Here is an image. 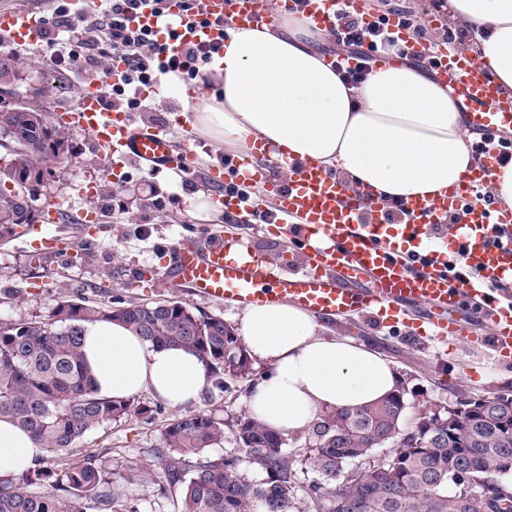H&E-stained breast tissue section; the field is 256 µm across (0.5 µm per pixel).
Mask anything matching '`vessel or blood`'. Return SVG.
<instances>
[{"label": "vessel or blood", "mask_w": 512, "mask_h": 512, "mask_svg": "<svg viewBox=\"0 0 512 512\" xmlns=\"http://www.w3.org/2000/svg\"><path fill=\"white\" fill-rule=\"evenodd\" d=\"M211 24L180 25L182 12L170 4L166 17L150 10L138 22L161 30L178 24L183 43H223L228 28L271 23L256 0H202ZM304 9L317 25L332 28L336 0H305ZM0 33L19 44H37L35 16L25 11H1ZM434 72L454 85L468 127L476 134L499 135L512 129V97L503 96L496 80L467 54L440 49ZM101 86L86 81L76 108L58 113L60 122L96 141L105 151V167L112 182H120L127 162L149 171H194L191 149L175 151L166 131L142 125L130 113L104 110ZM501 151L488 147L477 171L432 201L411 199L405 224H389L381 209L363 194L347 190L321 166L294 159L288 163L287 185L273 189L272 213L264 233L281 237L287 247L298 248L305 267L283 274L279 264L247 239L213 233L205 242L181 239L173 249L172 277L192 295L222 299L240 307L286 302L309 314H344L351 319L372 317L383 323L399 321L408 302L425 304L429 323L439 339L466 338L467 324L455 317L456 308L469 306L475 318L488 323L496 354L512 359V300L503 302L487 287L449 277L448 255L459 245L472 247L471 264L480 266L488 284L512 282V207L476 201L477 187L497 167ZM265 159L234 158L231 165L211 167L206 180L217 185L230 176L257 182L266 179ZM461 213L437 247H429L431 226L448 213Z\"/></svg>", "instance_id": "vessel-or-blood-1"}]
</instances>
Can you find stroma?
<instances>
[{"instance_id": "obj_1", "label": "stroma", "mask_w": 512, "mask_h": 512, "mask_svg": "<svg viewBox=\"0 0 512 512\" xmlns=\"http://www.w3.org/2000/svg\"><path fill=\"white\" fill-rule=\"evenodd\" d=\"M20 78L13 85H0V106L40 102L48 118L76 107L85 78L78 69L58 70L50 49L21 46L17 58ZM60 90L38 100L33 92L47 83ZM145 120L166 127L177 146L194 150L199 171L219 160L225 147L201 134L195 114L178 89L164 84L150 103ZM69 160L54 169L32 203L37 219L48 208H58L62 222L46 225L48 234L59 236L65 251L34 252L30 246L36 232L24 228L11 238L0 240V322L37 320L48 315L59 295L76 300L102 302L115 307L128 302H183L210 316L237 325L241 307L191 294L189 289L164 280L152 288L138 286L140 269L159 267L168 261L175 243L186 236L206 238L216 230L254 239L257 246L283 267L293 271L303 264L299 251H285L279 238L254 233L252 225L228 224L214 199V189L183 188L176 172L158 174L132 164L119 194H111L105 173L104 150L90 137L72 133ZM97 194L88 197L86 189ZM163 201L160 210L144 209L149 196ZM95 208L101 222L95 236H87L69 217L80 210ZM322 333L328 338H346L380 351L393 362L405 391L408 416L420 410L456 402L467 397L501 395L512 398V362L498 360L490 344L468 346L448 339L440 341L419 334L406 322L387 326L369 320L349 321L339 316H319ZM266 368L255 364L253 375L228 381L224 391L202 398L200 409L215 412L230 421L244 414V398L262 378ZM177 408L163 406L154 420L134 416L100 427L77 441L76 458L110 450L112 467L121 470L128 462L154 465L153 448L161 443V429L179 416ZM123 502L134 512H176L174 495L164 493L161 481L127 484Z\"/></svg>"}]
</instances>
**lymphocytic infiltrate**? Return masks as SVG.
Wrapping results in <instances>:
<instances>
[{"label":"lymphocytic infiltrate","instance_id":"lymphocytic-infiltrate-1","mask_svg":"<svg viewBox=\"0 0 512 512\" xmlns=\"http://www.w3.org/2000/svg\"><path fill=\"white\" fill-rule=\"evenodd\" d=\"M159 16L166 15L168 0H100L87 6L84 0H55L51 14L40 17L41 37L47 46L68 45L67 54L57 55L62 67L78 65L102 85L104 109L144 112L148 109L146 90L160 88L161 79L173 75L184 81L208 83L205 70L213 52L200 45L181 43L174 30L158 33L143 26H131L130 18L144 6ZM343 64L336 70L350 86H358L381 58H407V41L422 47L416 60L431 67L437 45L454 49L485 37L484 25L472 22L444 30L440 42H432L422 17L406 9H392L377 19L341 7L331 30ZM122 70H115V62Z\"/></svg>","mask_w":512,"mask_h":512}]
</instances>
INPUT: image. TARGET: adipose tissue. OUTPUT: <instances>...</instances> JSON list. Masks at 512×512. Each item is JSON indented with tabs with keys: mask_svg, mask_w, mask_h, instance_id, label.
<instances>
[{
	"mask_svg": "<svg viewBox=\"0 0 512 512\" xmlns=\"http://www.w3.org/2000/svg\"><path fill=\"white\" fill-rule=\"evenodd\" d=\"M452 20L488 25L469 55L512 91V0H448ZM329 32L281 12L276 26L229 29L207 65L219 94L201 96L200 132L251 152L335 168L345 187L374 198L433 199L476 162L463 117L447 86L407 64L380 67L351 90L327 64ZM249 356L269 371L245 400L248 413L284 433L306 431L326 409L355 408L395 393L392 362L349 339L327 338L316 318L289 303L245 307L237 328ZM82 354L98 396L129 399L147 391L173 407L200 402L204 361L181 346H154L122 323L85 324ZM45 453L0 419V478L21 476Z\"/></svg>",
	"mask_w": 512,
	"mask_h": 512,
	"instance_id": "ef3b65f1",
	"label": "adipose tissue"
}]
</instances>
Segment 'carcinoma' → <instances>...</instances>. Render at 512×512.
Returning <instances> with one entry per match:
<instances>
[{
    "label": "carcinoma",
    "instance_id": "carcinoma-1",
    "mask_svg": "<svg viewBox=\"0 0 512 512\" xmlns=\"http://www.w3.org/2000/svg\"><path fill=\"white\" fill-rule=\"evenodd\" d=\"M0 134L14 145L12 163L0 171V226L28 224L31 215L18 203L8 182L36 183L52 175L48 162L61 160L53 143L69 140V129L33 121L29 112L0 109ZM122 322L156 346L178 345L197 353L211 386L222 390L228 378H247L253 360L235 329L224 319L195 312L179 301L110 305L61 296L49 315L29 322H0V419L29 432L46 455L18 480H0V512H128L120 508L125 484L154 478L155 470L112 464L90 455L73 457V444L87 432L135 412L150 419L161 406L97 396L80 350L83 323ZM486 414L471 403L451 404V425L434 413L404 424L407 403L399 390L360 408L330 409L308 431L304 465L320 475L299 484L285 449L287 435L249 414L231 425L238 450L266 474L249 481L235 453L212 456L224 440V422L206 411L189 412L165 424L162 446L152 449L168 490L181 499V512H292L300 492L313 512H512V413H497L503 396H484ZM387 451L377 457L378 448ZM195 459L191 471L187 459ZM456 469L480 486L471 498L462 488L448 492Z\"/></svg>",
    "mask_w": 512,
    "mask_h": 512
}]
</instances>
